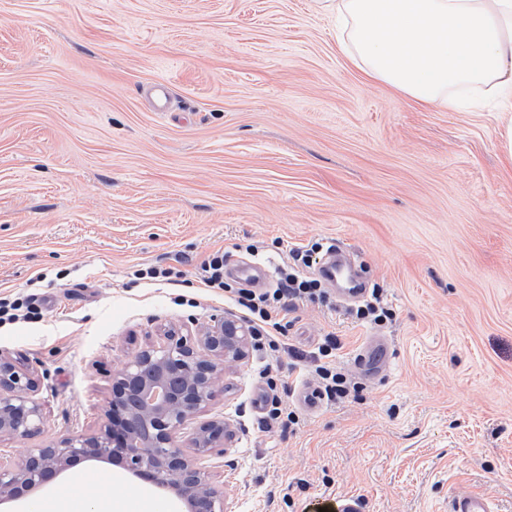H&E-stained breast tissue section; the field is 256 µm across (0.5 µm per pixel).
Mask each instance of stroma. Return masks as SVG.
Returning a JSON list of instances; mask_svg holds the SVG:
<instances>
[{"label": "stroma", "instance_id": "1", "mask_svg": "<svg viewBox=\"0 0 512 512\" xmlns=\"http://www.w3.org/2000/svg\"><path fill=\"white\" fill-rule=\"evenodd\" d=\"M459 95L425 107L368 80L320 0H0V298L38 307L0 324V352L38 378L46 418L0 455L97 432L124 361L232 312L197 282L211 253L232 281L244 245L276 271L290 249L338 241L394 317L307 301L288 341L306 355L335 333L354 391L308 408L310 361L249 352L201 414L229 419L233 440L199 466L234 512H337L350 496L361 512H448L462 492L512 512L508 115ZM152 266L182 279L135 278ZM375 337L387 358L369 375L355 360ZM265 368L287 384L292 429L260 427ZM80 471L0 512L60 493L183 510L110 462Z\"/></svg>", "mask_w": 512, "mask_h": 512}]
</instances>
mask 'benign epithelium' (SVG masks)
I'll return each mask as SVG.
<instances>
[{
  "label": "benign epithelium",
  "mask_w": 512,
  "mask_h": 512,
  "mask_svg": "<svg viewBox=\"0 0 512 512\" xmlns=\"http://www.w3.org/2000/svg\"><path fill=\"white\" fill-rule=\"evenodd\" d=\"M250 330L226 314L195 334L169 329L165 341L138 351L112 374L107 420L93 435L70 434L29 448L19 460L0 457V504L24 498L84 460H108L172 492L189 512H231L223 486L197 459L233 437L230 422L200 424L191 446L186 424L214 399L226 369L247 355ZM37 380L0 354V437L19 441L41 432Z\"/></svg>",
  "instance_id": "obj_1"
}]
</instances>
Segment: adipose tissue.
Segmentation results:
<instances>
[{
	"instance_id": "obj_1",
	"label": "adipose tissue",
	"mask_w": 512,
	"mask_h": 512,
	"mask_svg": "<svg viewBox=\"0 0 512 512\" xmlns=\"http://www.w3.org/2000/svg\"><path fill=\"white\" fill-rule=\"evenodd\" d=\"M336 13L368 79L444 109L459 87L512 101V0H336Z\"/></svg>"
}]
</instances>
